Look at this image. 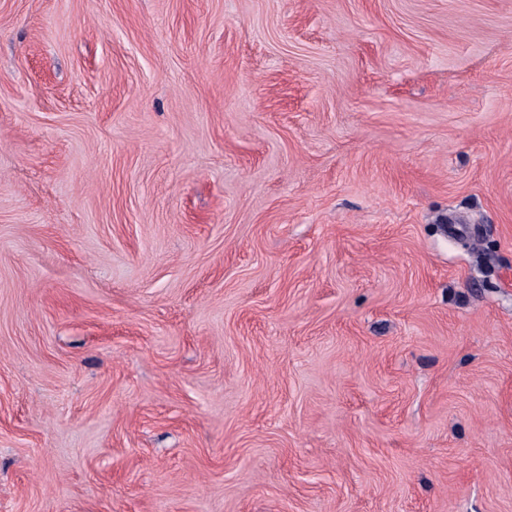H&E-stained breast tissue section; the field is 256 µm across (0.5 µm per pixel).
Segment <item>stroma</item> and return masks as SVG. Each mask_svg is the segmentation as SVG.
Returning a JSON list of instances; mask_svg holds the SVG:
<instances>
[{
  "label": "stroma",
  "instance_id": "obj_1",
  "mask_svg": "<svg viewBox=\"0 0 512 512\" xmlns=\"http://www.w3.org/2000/svg\"><path fill=\"white\" fill-rule=\"evenodd\" d=\"M0 512H512V0H0Z\"/></svg>",
  "mask_w": 512,
  "mask_h": 512
}]
</instances>
